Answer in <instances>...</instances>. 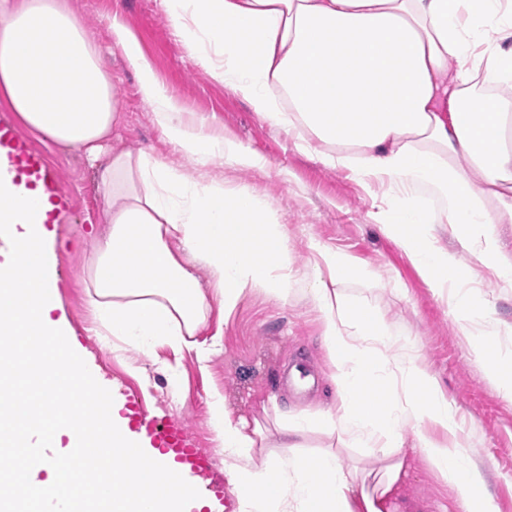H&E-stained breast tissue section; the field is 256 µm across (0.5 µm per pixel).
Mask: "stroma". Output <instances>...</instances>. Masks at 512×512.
<instances>
[{
    "label": "stroma",
    "instance_id": "obj_1",
    "mask_svg": "<svg viewBox=\"0 0 512 512\" xmlns=\"http://www.w3.org/2000/svg\"><path fill=\"white\" fill-rule=\"evenodd\" d=\"M93 33L117 92L121 123L110 144L178 160L186 177L199 173L195 161L176 158L142 101L135 72L112 47L111 26L120 21L138 40L160 82L181 107L224 137L261 153L263 169L241 170L217 161L211 177L226 186H252L277 208L297 269L318 243L350 253L375 281L346 283L349 294L375 303L437 377L458 410L459 441L477 458L497 512H512V400L501 397L477 360L445 298L436 294L395 241L371 218L382 187L364 189L348 172L324 167L299 151L287 134L271 128L249 105L195 61L190 47L174 35L161 0H69ZM19 133L56 170L69 212L55 225V295L99 383L118 402L139 401L155 417L183 419L196 448L218 453L209 402L224 397L233 418L265 420L272 404L291 409L324 407L334 397L326 379L327 358L320 326L309 303L282 304L253 293L231 317L212 310L198 341L211 347L207 362L195 350L157 345L144 354L121 338L103 346L90 303L87 270L97 240L105 233L104 195L93 180L90 161L20 128ZM177 375H170L169 366ZM397 512H457V493L442 485L427 464L413 459L394 503Z\"/></svg>",
    "mask_w": 512,
    "mask_h": 512
}]
</instances>
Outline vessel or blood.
<instances>
[{
	"instance_id": "obj_1",
	"label": "vessel or blood",
	"mask_w": 512,
	"mask_h": 512,
	"mask_svg": "<svg viewBox=\"0 0 512 512\" xmlns=\"http://www.w3.org/2000/svg\"><path fill=\"white\" fill-rule=\"evenodd\" d=\"M6 158L18 182L26 188L39 191L42 203L35 221L39 224L59 223L67 211V199L62 192L57 176L44 163L39 152L34 150L17 132L14 124L0 117V158ZM130 424L145 433L155 449L168 463L191 477L209 476L206 459L194 448L182 425L175 420L157 426L137 401L128 403Z\"/></svg>"
}]
</instances>
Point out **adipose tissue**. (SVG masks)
<instances>
[{
  "label": "adipose tissue",
  "mask_w": 512,
  "mask_h": 512,
  "mask_svg": "<svg viewBox=\"0 0 512 512\" xmlns=\"http://www.w3.org/2000/svg\"><path fill=\"white\" fill-rule=\"evenodd\" d=\"M162 3L177 35L198 45L199 65L262 121L362 186L388 187L375 222L448 298L462 332L485 339L484 372L512 399V352L492 342L512 324L494 316L472 285L475 266L459 259L473 254L512 286V259L491 230L512 224V99L488 93L512 88V0ZM112 45L180 155L203 169L217 160L267 167L186 115L125 25L113 23ZM114 89L65 0H0V105L26 128L97 157L120 120ZM98 181L108 232L87 280L101 335L180 348L212 308L232 315L258 289L285 303L300 283L319 313L335 402L313 415L280 412L273 446L260 421L233 419L220 397L209 405L236 512H390L412 454L456 490L459 512H496L482 466L455 439L456 410L437 379L374 306L345 291L368 276L353 256L316 244L308 273L298 274L283 225L251 187L228 192L205 172L190 180L143 151L113 149ZM441 224L454 248L440 245ZM310 429L369 449L373 467H343L331 447L306 453Z\"/></svg>",
  "instance_id": "adipose-tissue-1"
}]
</instances>
